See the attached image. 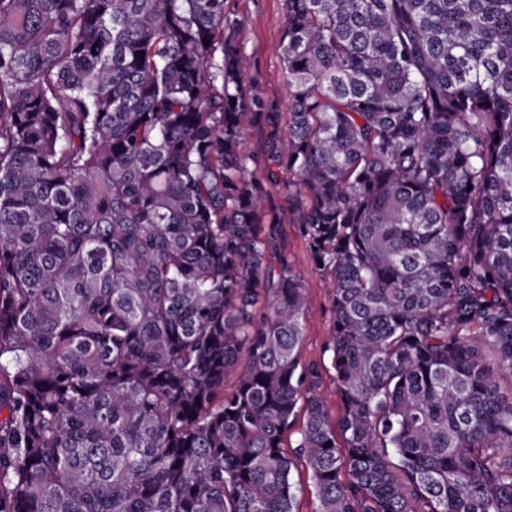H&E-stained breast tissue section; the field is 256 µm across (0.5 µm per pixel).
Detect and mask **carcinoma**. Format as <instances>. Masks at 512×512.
<instances>
[{
  "label": "carcinoma",
  "mask_w": 512,
  "mask_h": 512,
  "mask_svg": "<svg viewBox=\"0 0 512 512\" xmlns=\"http://www.w3.org/2000/svg\"><path fill=\"white\" fill-rule=\"evenodd\" d=\"M225 2L0 0V512H295L301 400L313 512H512V0H285V139ZM271 129L264 122H256L244 131L243 146L247 154L264 161L267 142L270 138ZM266 188L269 191V207L281 222L271 250L273 265L277 269L281 261H286L306 294L303 336L299 349L301 364H315L320 368L321 380L316 392L325 400L331 415L336 418L341 407L336 396L331 352L326 349L331 327L332 277L317 270L311 261L299 232L300 209L295 188L288 191V188L272 186L267 182Z\"/></svg>",
  "instance_id": "1"
}]
</instances>
